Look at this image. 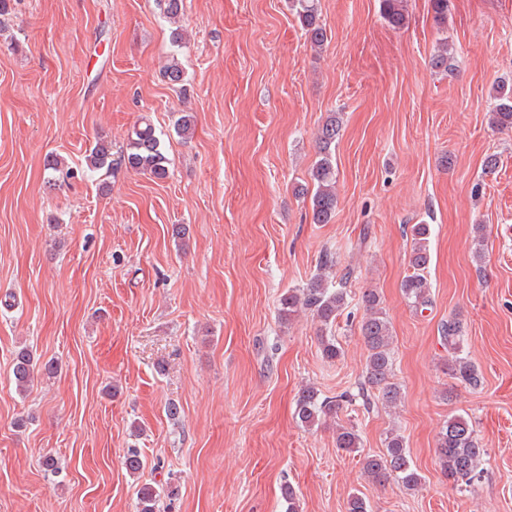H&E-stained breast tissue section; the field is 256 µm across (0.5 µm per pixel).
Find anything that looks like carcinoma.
Listing matches in <instances>:
<instances>
[{
	"instance_id": "cac0c4a2",
	"label": "carcinoma",
	"mask_w": 512,
	"mask_h": 512,
	"mask_svg": "<svg viewBox=\"0 0 512 512\" xmlns=\"http://www.w3.org/2000/svg\"><path fill=\"white\" fill-rule=\"evenodd\" d=\"M159 10L169 19L176 20L183 10V0H155ZM289 7L305 30L309 43L322 48L328 41L327 31L318 21L317 0H289ZM385 19L399 28L405 22L404 0H381ZM164 78L172 85L184 81L181 62L175 56L168 59ZM490 123L498 129L512 128V87L501 84L494 95V107L490 111ZM341 127V116L331 113L316 132L318 159L310 171L313 184L311 193L312 220L315 224H326L336 211V138ZM90 171L121 167L130 168L162 180L167 177L166 157L160 140L149 120H144L132 129L126 149L112 153V145L103 140L95 142L86 158ZM430 227L415 224L412 227L413 245L409 255L411 273L401 282L404 297L414 308L430 304L431 284L426 276L430 264ZM336 260L324 254L319 271L301 288H290L279 300V319L283 323L293 321L301 312L308 311L320 323L318 342L322 356L335 361L343 355V349L331 329L336 319L351 303V289L348 279L340 280L331 286ZM361 304L364 314L359 325L367 352L363 381L359 394L372 398L389 408L397 407L402 400L401 387L394 382V339L390 322L382 306L379 294L374 289L362 292ZM441 338L448 343V375L474 389L481 385L478 369L462 355L461 344L464 337L462 319L448 318L440 327ZM53 363L37 365L32 352L19 349L13 358L12 376L19 393L24 394L34 381L35 373H54ZM353 395L342 393L336 397L324 396L313 385L301 389L296 400L295 416L304 427L336 425V447L355 452L361 448V437L355 426L344 425L340 414L345 406L351 405ZM485 449L474 435L470 421L461 415H452L445 421L436 439L437 464L450 487L461 491L477 479V466ZM364 479L373 486L390 481L407 491L416 490L422 483V476L413 465L406 441L399 433L391 431L386 435L385 448L377 454L367 453L362 459ZM160 493L148 484L137 490V512H160Z\"/></svg>"
}]
</instances>
